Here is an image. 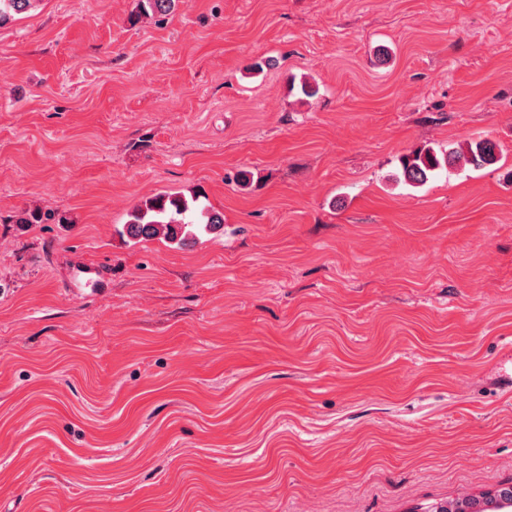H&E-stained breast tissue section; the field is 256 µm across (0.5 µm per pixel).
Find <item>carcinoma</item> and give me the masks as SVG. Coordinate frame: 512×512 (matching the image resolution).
<instances>
[{
	"instance_id": "1",
	"label": "carcinoma",
	"mask_w": 512,
	"mask_h": 512,
	"mask_svg": "<svg viewBox=\"0 0 512 512\" xmlns=\"http://www.w3.org/2000/svg\"><path fill=\"white\" fill-rule=\"evenodd\" d=\"M39 0H0V27L16 16L31 10ZM145 14L166 16L175 7V0H140ZM463 159L474 169L493 165L497 161L496 144L489 139L470 143L461 153L450 150L437 155L431 149H419L400 156V172L405 183L417 187L427 183L433 174ZM224 224L223 216L200 201L195 194L186 199L177 194H159L145 200L130 214L122 234L137 242L159 235L171 241L184 243L191 228L198 226L211 232ZM512 501L511 488H488L477 495H463L452 499L454 512H501L505 501Z\"/></svg>"
}]
</instances>
